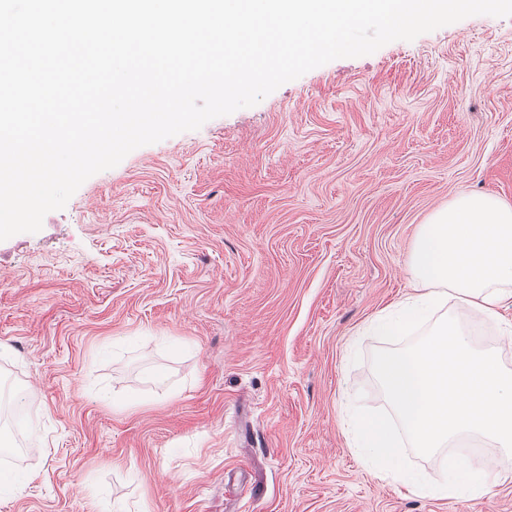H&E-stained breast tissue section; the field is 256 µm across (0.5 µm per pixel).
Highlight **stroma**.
<instances>
[{
  "label": "stroma",
  "mask_w": 512,
  "mask_h": 512,
  "mask_svg": "<svg viewBox=\"0 0 512 512\" xmlns=\"http://www.w3.org/2000/svg\"><path fill=\"white\" fill-rule=\"evenodd\" d=\"M463 193L512 203V17L331 61L87 179L0 241V382L41 426L0 456L31 479L0 512H512V478H382L349 424L389 407L370 323Z\"/></svg>",
  "instance_id": "1"
}]
</instances>
